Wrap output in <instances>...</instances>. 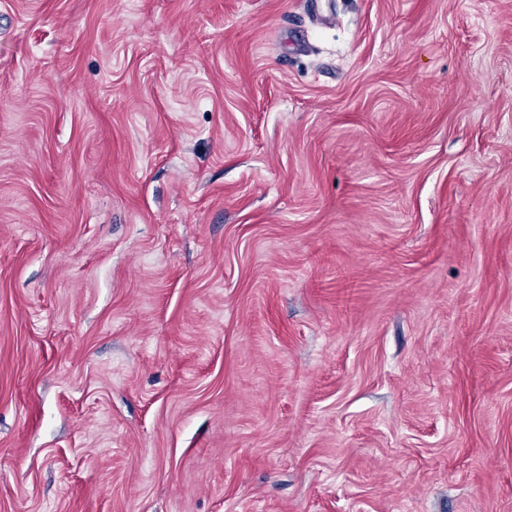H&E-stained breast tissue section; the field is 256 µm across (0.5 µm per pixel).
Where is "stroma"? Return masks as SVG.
I'll return each mask as SVG.
<instances>
[{
    "label": "stroma",
    "mask_w": 512,
    "mask_h": 512,
    "mask_svg": "<svg viewBox=\"0 0 512 512\" xmlns=\"http://www.w3.org/2000/svg\"><path fill=\"white\" fill-rule=\"evenodd\" d=\"M0 512H512V0H0Z\"/></svg>",
    "instance_id": "stroma-1"
}]
</instances>
